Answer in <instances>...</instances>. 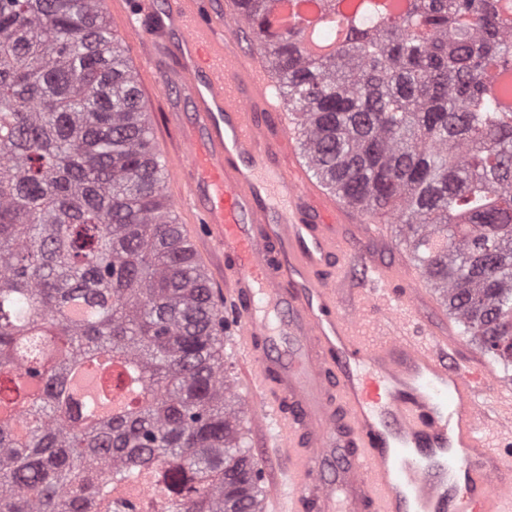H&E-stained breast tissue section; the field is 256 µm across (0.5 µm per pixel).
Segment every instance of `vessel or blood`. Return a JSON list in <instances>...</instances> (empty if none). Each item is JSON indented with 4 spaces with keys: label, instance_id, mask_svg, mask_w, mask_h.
Returning a JSON list of instances; mask_svg holds the SVG:
<instances>
[{
    "label": "vessel or blood",
    "instance_id": "b4317fda",
    "mask_svg": "<svg viewBox=\"0 0 512 512\" xmlns=\"http://www.w3.org/2000/svg\"><path fill=\"white\" fill-rule=\"evenodd\" d=\"M113 25L177 89L178 201L224 257L247 433L284 459L263 512H512V383L409 257L369 253L387 225L313 182L267 58L241 46L237 0H141Z\"/></svg>",
    "mask_w": 512,
    "mask_h": 512
}]
</instances>
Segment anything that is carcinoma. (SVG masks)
Segmentation results:
<instances>
[{
	"label": "carcinoma",
	"mask_w": 512,
	"mask_h": 512,
	"mask_svg": "<svg viewBox=\"0 0 512 512\" xmlns=\"http://www.w3.org/2000/svg\"><path fill=\"white\" fill-rule=\"evenodd\" d=\"M313 175L385 214L463 335L512 366V23L502 0H395L316 38L238 0ZM102 0H0V512H261L224 376V313L182 238ZM85 311L77 319L72 307ZM110 356L117 412L74 369ZM98 369L95 364L88 362L73 377L72 398L81 408L87 404L89 399L97 397L92 383V375Z\"/></svg>",
	"instance_id": "cac0c4a2"
}]
</instances>
